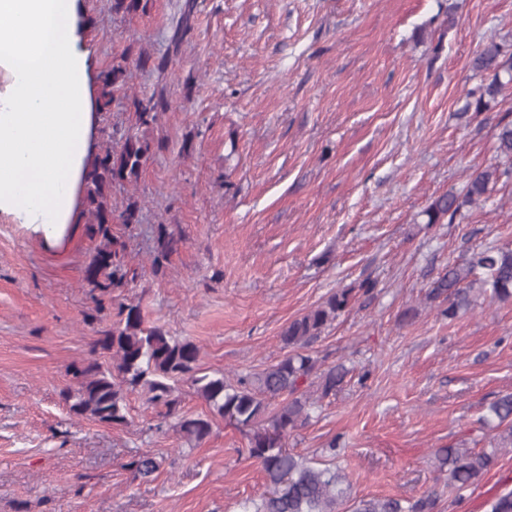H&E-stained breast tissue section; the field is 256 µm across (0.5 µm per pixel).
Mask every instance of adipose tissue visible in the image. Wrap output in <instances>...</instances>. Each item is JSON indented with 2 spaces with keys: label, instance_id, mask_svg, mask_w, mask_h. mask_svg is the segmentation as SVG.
Here are the masks:
<instances>
[{
  "label": "adipose tissue",
  "instance_id": "1",
  "mask_svg": "<svg viewBox=\"0 0 512 512\" xmlns=\"http://www.w3.org/2000/svg\"><path fill=\"white\" fill-rule=\"evenodd\" d=\"M0 73V213L70 223L98 99L78 0H0Z\"/></svg>",
  "mask_w": 512,
  "mask_h": 512
}]
</instances>
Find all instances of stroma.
<instances>
[{
	"label": "stroma",
	"instance_id": "stroma-1",
	"mask_svg": "<svg viewBox=\"0 0 512 512\" xmlns=\"http://www.w3.org/2000/svg\"><path fill=\"white\" fill-rule=\"evenodd\" d=\"M94 75L122 53L126 92L99 113L95 151L134 121L133 94L164 93L148 136L164 141L114 223L135 280L96 312L84 268L97 244L84 206L58 235L0 214V512H243L269 491L249 457L250 432L180 384L175 415L144 393L127 422L75 416V370L110 363L97 341L122 302L147 324L200 348L198 366L236 377L285 358L281 332L341 289L351 307L308 351L345 365L287 446L341 467L351 499L412 501L437 491L436 512H486L512 489V451L475 486L456 490L440 448L491 450L489 407L512 393V304L476 299L454 319L426 301L448 266L512 248V182L454 223H427L437 196L493 163L512 84L478 116L463 114L481 79L469 62L512 44V0H150L113 14L80 0ZM178 239L161 271L159 226ZM209 418L187 443L179 418ZM151 454L147 479L128 467Z\"/></svg>",
	"mask_w": 512,
	"mask_h": 512
}]
</instances>
